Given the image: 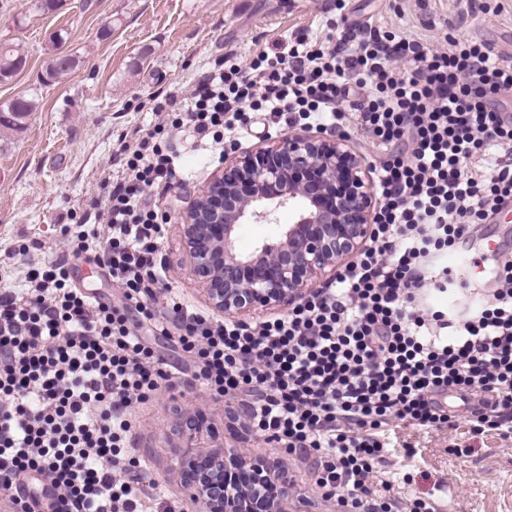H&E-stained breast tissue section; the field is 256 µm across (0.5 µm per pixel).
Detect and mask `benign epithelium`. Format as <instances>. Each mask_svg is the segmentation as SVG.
Listing matches in <instances>:
<instances>
[{
  "mask_svg": "<svg viewBox=\"0 0 512 512\" xmlns=\"http://www.w3.org/2000/svg\"><path fill=\"white\" fill-rule=\"evenodd\" d=\"M364 158L343 136L293 135L255 152L238 150L224 172L194 198L179 225L183 249L208 305L237 318L305 298L313 281L334 275L369 240L377 200ZM295 221L276 241L253 252L236 250L241 224H273L279 209ZM183 446L176 461L181 484L200 512H288V462L252 460L222 447L197 449L211 430L208 413L183 414Z\"/></svg>",
  "mask_w": 512,
  "mask_h": 512,
  "instance_id": "1",
  "label": "benign epithelium"
}]
</instances>
